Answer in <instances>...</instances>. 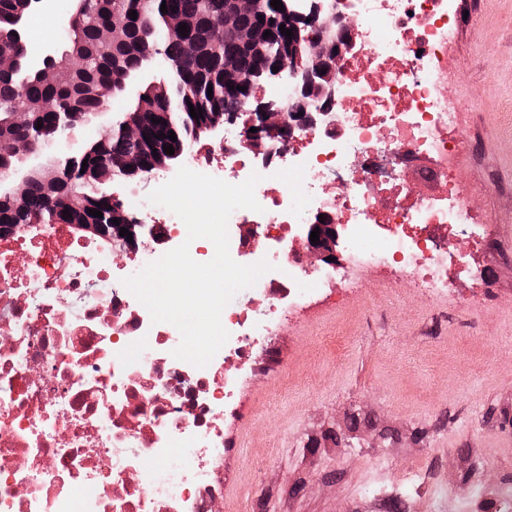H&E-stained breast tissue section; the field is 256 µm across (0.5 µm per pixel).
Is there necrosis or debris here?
<instances>
[{"instance_id":"4bbe7bcc","label":"necrosis or debris","mask_w":512,"mask_h":512,"mask_svg":"<svg viewBox=\"0 0 512 512\" xmlns=\"http://www.w3.org/2000/svg\"><path fill=\"white\" fill-rule=\"evenodd\" d=\"M350 17L355 48L338 63L330 122L278 137L271 153L228 129L188 161L231 184L260 174L261 209L232 212L229 252L272 265L253 287L262 309L223 310L229 338L206 367L176 359L177 328L152 322L122 284L130 263L184 243L196 262L213 258L173 212L134 199L152 232L127 254L105 255L67 224L0 233V512H219L210 476L224 419L240 415L254 346L307 287H358L353 270L368 266L443 293L468 274L488 234L448 167L465 142L444 71L459 14L451 0H355ZM320 217L342 225L348 265L316 267L300 247ZM461 225L468 239L450 251Z\"/></svg>"}]
</instances>
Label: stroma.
Instances as JSON below:
<instances>
[{"label": "stroma", "mask_w": 512, "mask_h": 512, "mask_svg": "<svg viewBox=\"0 0 512 512\" xmlns=\"http://www.w3.org/2000/svg\"><path fill=\"white\" fill-rule=\"evenodd\" d=\"M449 156L490 226L483 281L432 296L361 270L256 352L224 429L221 512H486L512 492V0H461ZM73 0H40L29 46L61 47Z\"/></svg>", "instance_id": "stroma-1"}]
</instances>
